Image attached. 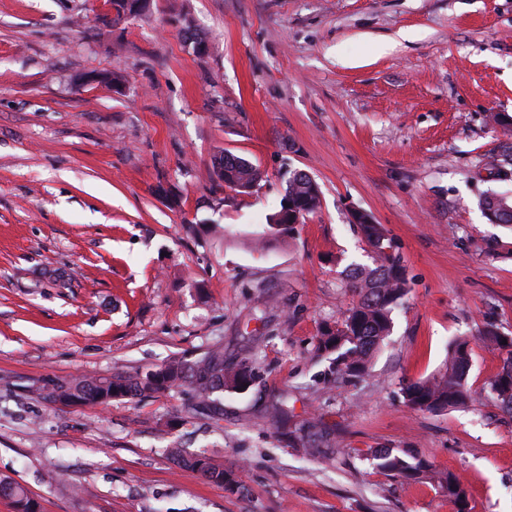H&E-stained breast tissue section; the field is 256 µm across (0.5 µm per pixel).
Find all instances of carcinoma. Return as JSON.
I'll use <instances>...</instances> for the list:
<instances>
[{"label":"carcinoma","mask_w":512,"mask_h":512,"mask_svg":"<svg viewBox=\"0 0 512 512\" xmlns=\"http://www.w3.org/2000/svg\"><path fill=\"white\" fill-rule=\"evenodd\" d=\"M131 0H112L115 17L106 15L97 20L108 26L123 16L135 14ZM212 174L224 185L242 193H250L262 180L260 169L250 160L228 152L213 157ZM294 205L301 217L315 213L321 204L318 184L306 177H288L280 208L271 213L272 223L287 207ZM360 229L373 253L375 267L357 265L346 273V287L357 302L333 328H326L317 338L316 351L329 361L325 379L329 384L338 380L359 378L369 369L370 358L384 343L392 330V314L407 294V280L394 246L379 224H362ZM483 339L504 355L501 370L487 385V393L504 412L512 414V341L502 343L503 336L492 326ZM470 368L468 340L454 339L448 351V364L438 375L402 388L404 403L415 411L444 412L467 405L472 399L467 383ZM255 371L246 359L226 360L224 349L217 346L191 362L172 360L145 373H117L110 377L79 375L69 380L47 379L61 392L62 404L84 406L107 405L114 400L145 399L155 394L189 386L192 402L186 415H205L220 420L224 416L220 394L225 391H246L255 382ZM289 441L308 451L316 442L330 443V432L318 421L296 424L288 431ZM178 467L195 472L217 484L235 482L234 471L215 464L203 453L173 452ZM373 468L392 477L410 480H430L448 495L455 512H469L468 493L451 472H438L424 458L405 450L380 448L370 455ZM7 494L16 512H40L38 501L22 485L0 477V493Z\"/></svg>","instance_id":"cac0c4a2"}]
</instances>
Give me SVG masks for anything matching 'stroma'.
I'll return each instance as SVG.
<instances>
[{"label":"stroma","instance_id":"obj_1","mask_svg":"<svg viewBox=\"0 0 512 512\" xmlns=\"http://www.w3.org/2000/svg\"><path fill=\"white\" fill-rule=\"evenodd\" d=\"M97 12L0 0V476L42 512H454L434 483L372 469L373 449L401 448L455 473L471 512H512V416L485 392L503 356L480 338L512 336V226L479 205L512 192V0H150L112 26ZM222 151L259 166L256 191L214 181ZM288 165L321 206L274 237ZM357 209L409 292L369 375L331 388L314 343L356 300L346 269L372 262ZM458 336L473 402L411 410L402 384L443 370ZM218 343L260 375L224 393L219 425L183 418L186 387L98 408L28 390ZM283 393L294 422L334 433L328 460L262 416ZM173 448L236 468L237 487L178 470Z\"/></svg>","mask_w":512,"mask_h":512}]
</instances>
